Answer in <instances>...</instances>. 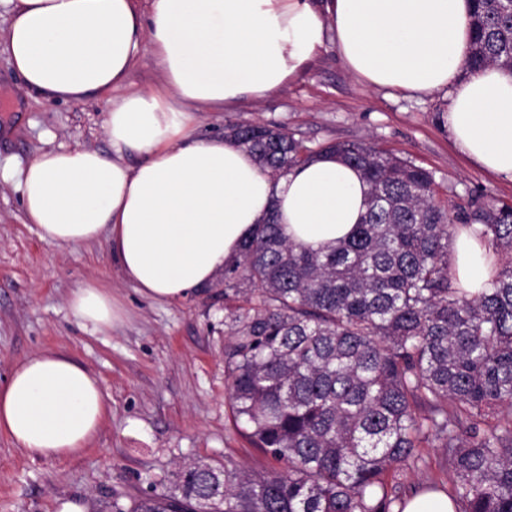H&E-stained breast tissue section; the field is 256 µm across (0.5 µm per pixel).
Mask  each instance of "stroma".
<instances>
[{
	"label": "stroma",
	"mask_w": 512,
	"mask_h": 512,
	"mask_svg": "<svg viewBox=\"0 0 512 512\" xmlns=\"http://www.w3.org/2000/svg\"><path fill=\"white\" fill-rule=\"evenodd\" d=\"M448 102L444 91L408 97L365 87L328 44L277 94L198 113L196 129L207 140L223 137L229 123L271 125L313 148L366 141L431 171L449 216L512 204V179L468 160L440 125ZM105 112L100 97L42 101L0 50V380L16 361L52 349L93 371L109 396L105 423L77 455L33 459L0 435V512H61L67 502L112 512L113 501L128 502L191 459L270 466L231 420L223 282L183 300L149 299L123 277L106 238L53 245L24 219L14 170L62 146L111 156ZM87 282L110 289L120 310L107 331L83 327L68 309L72 290Z\"/></svg>",
	"instance_id": "stroma-1"
}]
</instances>
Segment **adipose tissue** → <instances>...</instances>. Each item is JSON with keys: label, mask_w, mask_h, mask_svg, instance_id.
<instances>
[{"label": "adipose tissue", "mask_w": 512, "mask_h": 512, "mask_svg": "<svg viewBox=\"0 0 512 512\" xmlns=\"http://www.w3.org/2000/svg\"><path fill=\"white\" fill-rule=\"evenodd\" d=\"M0 44L45 102L110 96L104 128L115 159L61 147L18 173L27 223L47 243L106 238L145 297L179 300L212 283L259 224L318 249L347 237L365 210L360 173L323 155L287 176L263 173L237 143L194 137V113L259 100L295 79L332 42L359 82L408 96L448 90V132L481 168L512 177V75L466 66L467 0H9ZM159 90L125 93L143 43ZM142 159L119 161L124 150ZM498 257L469 229L455 240L459 285L487 287ZM69 310L103 331L112 293L75 288ZM108 411L96 375L44 350L0 384V434L29 457L79 453Z\"/></svg>", "instance_id": "1"}]
</instances>
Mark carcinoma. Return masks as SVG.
Instances as JSON below:
<instances>
[{"label":"carcinoma","mask_w":512,"mask_h":512,"mask_svg":"<svg viewBox=\"0 0 512 512\" xmlns=\"http://www.w3.org/2000/svg\"><path fill=\"white\" fill-rule=\"evenodd\" d=\"M471 67L512 74V0H472ZM224 137L282 176L325 152L368 187L353 234L311 249L275 221L224 266V375L234 426L269 471L185 461L166 491L112 512H404L400 476L439 448L456 512H512V205L457 215L433 174L370 142L310 148L227 124ZM505 255L491 286L454 285L458 227Z\"/></svg>","instance_id":"carcinoma-1"}]
</instances>
